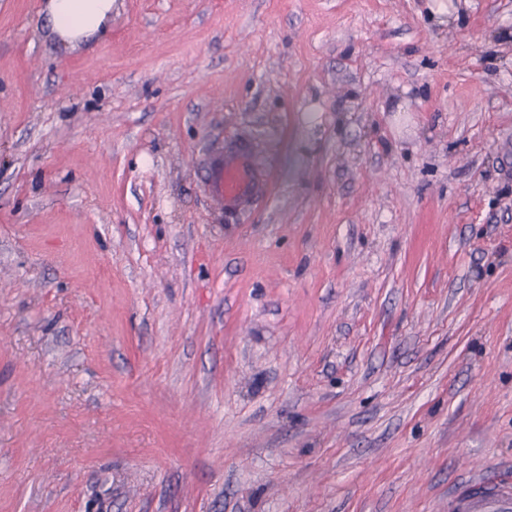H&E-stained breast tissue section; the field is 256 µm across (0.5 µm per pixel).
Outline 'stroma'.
Returning <instances> with one entry per match:
<instances>
[{"instance_id":"1","label":"stroma","mask_w":512,"mask_h":512,"mask_svg":"<svg viewBox=\"0 0 512 512\" xmlns=\"http://www.w3.org/2000/svg\"><path fill=\"white\" fill-rule=\"evenodd\" d=\"M47 2L0 0V512L512 479V0H112L70 46ZM203 185L210 200L230 215L239 214L268 193L254 164L251 145L242 140L210 149Z\"/></svg>"}]
</instances>
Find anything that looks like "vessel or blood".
I'll list each match as a JSON object with an SVG mask.
<instances>
[{
	"instance_id": "b4317fda",
	"label": "vessel or blood",
	"mask_w": 512,
	"mask_h": 512,
	"mask_svg": "<svg viewBox=\"0 0 512 512\" xmlns=\"http://www.w3.org/2000/svg\"><path fill=\"white\" fill-rule=\"evenodd\" d=\"M204 189L226 213L239 214L264 197L268 187L260 179L251 146L237 140L216 145L206 155ZM453 512H512V482L478 478L465 481L452 500Z\"/></svg>"
}]
</instances>
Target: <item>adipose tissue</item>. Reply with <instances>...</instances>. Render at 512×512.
<instances>
[{"mask_svg":"<svg viewBox=\"0 0 512 512\" xmlns=\"http://www.w3.org/2000/svg\"><path fill=\"white\" fill-rule=\"evenodd\" d=\"M47 12L53 31L71 44L104 32L112 0H50Z\"/></svg>","mask_w":512,"mask_h":512,"instance_id":"obj_1","label":"adipose tissue"}]
</instances>
